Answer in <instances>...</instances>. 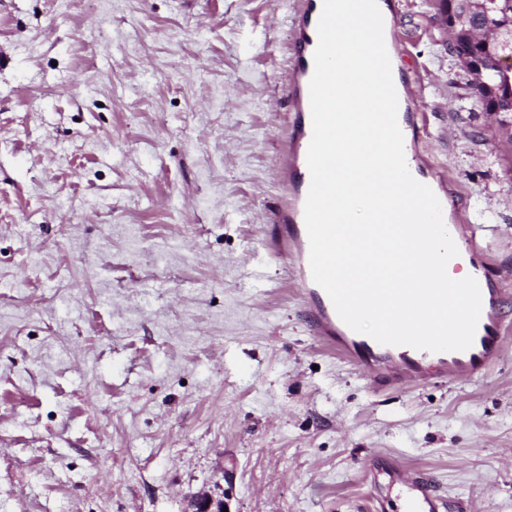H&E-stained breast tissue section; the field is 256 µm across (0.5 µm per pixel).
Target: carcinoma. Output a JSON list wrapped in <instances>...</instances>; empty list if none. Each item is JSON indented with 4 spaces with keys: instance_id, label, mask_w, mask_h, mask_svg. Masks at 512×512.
I'll list each match as a JSON object with an SVG mask.
<instances>
[{
    "instance_id": "1",
    "label": "carcinoma",
    "mask_w": 512,
    "mask_h": 512,
    "mask_svg": "<svg viewBox=\"0 0 512 512\" xmlns=\"http://www.w3.org/2000/svg\"><path fill=\"white\" fill-rule=\"evenodd\" d=\"M489 11L481 13L482 22L495 26H512V0H487ZM456 53L471 59L482 68L476 81L470 84L472 94L479 99L483 107L503 108L512 104L509 100L491 96V91L501 86L507 78H512L511 47H499L495 44H478L462 39L458 42Z\"/></svg>"
}]
</instances>
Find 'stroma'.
Segmentation results:
<instances>
[{
	"instance_id": "stroma-1",
	"label": "stroma",
	"mask_w": 512,
	"mask_h": 512,
	"mask_svg": "<svg viewBox=\"0 0 512 512\" xmlns=\"http://www.w3.org/2000/svg\"><path fill=\"white\" fill-rule=\"evenodd\" d=\"M389 2L512 325V146L432 0ZM299 3L0 0V512H373V453L512 512V335L472 378L376 382L267 247ZM184 512H224V501L210 494H189Z\"/></svg>"
}]
</instances>
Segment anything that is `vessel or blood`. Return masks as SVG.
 <instances>
[{"instance_id":"vessel-or-blood-1","label":"vessel or blood","mask_w":512,"mask_h":512,"mask_svg":"<svg viewBox=\"0 0 512 512\" xmlns=\"http://www.w3.org/2000/svg\"><path fill=\"white\" fill-rule=\"evenodd\" d=\"M319 18L304 9L298 24L294 47L293 73L287 94L294 114L289 126L290 146L284 153V170L291 178L282 205L275 209L269 222L272 227L268 244L281 254L297 257L301 280L312 278L309 262V240L304 222V203L308 181L297 173L307 165V152L312 137L306 126L310 117L309 83L314 72L315 35ZM470 274L476 279L482 297V308L472 345L463 351L430 352L410 346L382 345L373 338L359 335L338 316L326 292L317 285L302 290L309 325L315 337L330 350L351 363L358 371L369 373L383 382H397L423 374L426 364H433L437 375L451 380L477 374L494 364L502 353L506 329L502 315L500 289L492 287L486 266L472 262ZM380 467L401 496V512H464L461 501L443 495L433 478L416 470H406L388 461Z\"/></svg>"}]
</instances>
